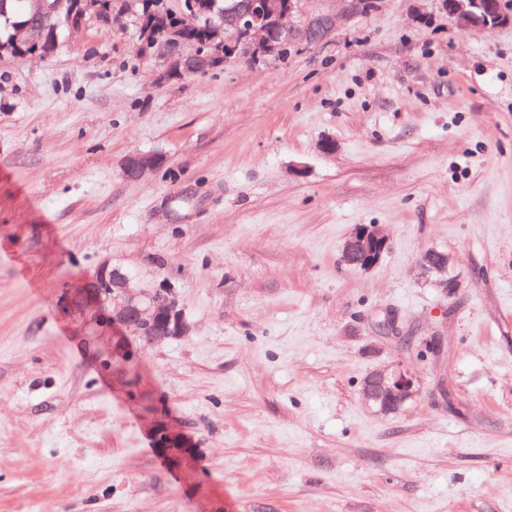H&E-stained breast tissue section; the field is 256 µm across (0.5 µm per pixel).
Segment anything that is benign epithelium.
I'll return each instance as SVG.
<instances>
[{
    "label": "benign epithelium",
    "instance_id": "7a95c632",
    "mask_svg": "<svg viewBox=\"0 0 512 512\" xmlns=\"http://www.w3.org/2000/svg\"><path fill=\"white\" fill-rule=\"evenodd\" d=\"M443 2L448 13L464 27H487L504 21L496 0ZM30 6L33 21L19 30L29 48L40 47L46 21L52 16L98 9L97 0H30ZM294 10V0H232L224 5V12L212 18L205 16L210 11L205 5L188 14L195 22L206 17L205 43L178 34L154 38L146 32L143 39L151 43L161 60L159 81L204 76L236 62L257 63L277 58L294 47L326 39L336 28L333 13L312 12L303 22L295 23L290 20ZM160 163L157 154H133L125 161L124 173L131 180H140ZM386 245L387 239L380 229L360 226L345 240L342 258L350 266L366 269L378 263ZM451 262L447 253L431 249L420 256L418 266L424 274H444ZM88 308L100 310L107 322L125 328L142 341L144 348L185 336L189 330L172 289H157L142 299L134 293L129 276L106 263L61 306L65 313ZM417 392L416 375L401 365L372 372L362 386L364 399L384 414L400 411Z\"/></svg>",
    "mask_w": 512,
    "mask_h": 512
}]
</instances>
